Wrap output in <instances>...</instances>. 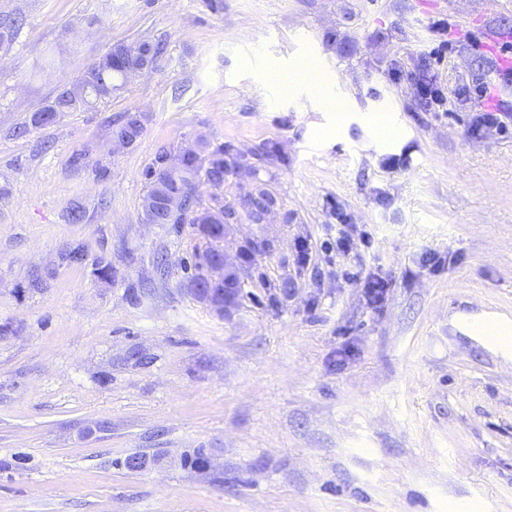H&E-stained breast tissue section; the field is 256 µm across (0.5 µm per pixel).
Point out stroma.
Here are the masks:
<instances>
[{"label": "stroma", "instance_id": "35a3bbf8", "mask_svg": "<svg viewBox=\"0 0 512 512\" xmlns=\"http://www.w3.org/2000/svg\"><path fill=\"white\" fill-rule=\"evenodd\" d=\"M17 16L0 46V512H512V356L472 330L512 322V126L473 125L489 40L512 54V0H0ZM136 40L164 45L154 68L32 126ZM307 58L333 100L279 82ZM129 111L144 132L113 146ZM200 135L258 170L200 184L202 202L275 200L228 227L229 257L252 260L222 316L187 284L191 226L141 211L147 168ZM340 214L371 247L327 249ZM272 201L273 198L268 193L259 191L244 197L241 207L247 220L253 224H260L264 221L266 210Z\"/></svg>", "mask_w": 512, "mask_h": 512}]
</instances>
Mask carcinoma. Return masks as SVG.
I'll list each match as a JSON object with an SVG mask.
<instances>
[{"label":"carcinoma","mask_w":512,"mask_h":512,"mask_svg":"<svg viewBox=\"0 0 512 512\" xmlns=\"http://www.w3.org/2000/svg\"><path fill=\"white\" fill-rule=\"evenodd\" d=\"M143 50L148 52L149 61L153 63L161 54L162 47L147 40L112 45L106 52L109 59L107 66L103 69L88 68L75 83L58 92L50 105L33 114L32 125L52 123V120L46 118L48 114L73 112L105 101L106 97L101 94L102 89L109 87L117 90L126 83L130 61L138 58ZM115 127L126 131L127 139L132 144L142 135L144 123L140 121L132 125L125 116ZM231 175L254 179L257 169L245 162L240 155L231 153L224 144L213 145L205 139L197 141L194 150L184 149L176 155L167 152L159 154L155 166L146 171L145 177L149 185L145 198L161 199L169 191H178L183 195V206L163 216L161 223L172 225V229L177 232L181 231L183 225L189 224L197 233L199 244L192 252L191 274L188 276V282L193 289L204 285V281L199 279L202 268L221 261L224 233L227 229L224 214L235 212L232 206L224 205V200L215 196L212 203L205 206L207 215L197 216L200 210L197 188L201 183L221 187L224 179ZM272 201L273 198L268 193L260 191L243 198L241 207L247 220L260 224L264 221L266 210ZM220 288L232 299L238 298L241 288L238 266L224 267V284Z\"/></svg>","instance_id":"1"}]
</instances>
